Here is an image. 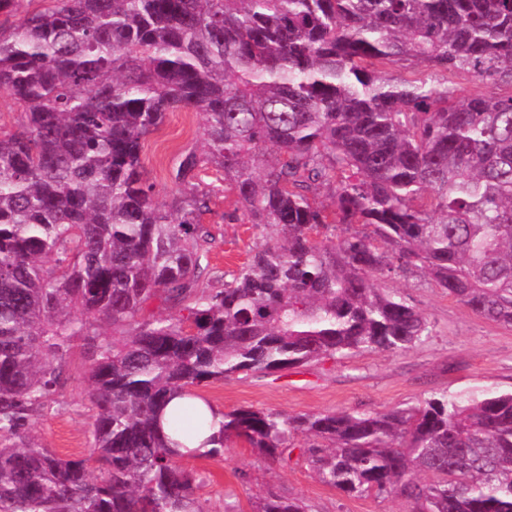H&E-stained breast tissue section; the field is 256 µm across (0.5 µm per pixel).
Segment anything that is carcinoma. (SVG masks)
I'll list each match as a JSON object with an SVG mask.
<instances>
[{"label": "carcinoma", "mask_w": 512, "mask_h": 512, "mask_svg": "<svg viewBox=\"0 0 512 512\" xmlns=\"http://www.w3.org/2000/svg\"><path fill=\"white\" fill-rule=\"evenodd\" d=\"M46 2L0 24V88L23 114L0 134V512H210L177 465L202 418L187 404L173 438L168 401L410 349L430 323L373 273L415 271L512 326V0ZM456 76L507 91L459 99ZM175 111L204 145L180 155L167 207L141 155ZM210 167L229 218L265 230L222 288L199 222ZM76 347L95 419L65 459L30 430ZM217 416L199 457L239 439L408 512H512V392ZM249 512L308 506L269 492Z\"/></svg>", "instance_id": "obj_1"}]
</instances>
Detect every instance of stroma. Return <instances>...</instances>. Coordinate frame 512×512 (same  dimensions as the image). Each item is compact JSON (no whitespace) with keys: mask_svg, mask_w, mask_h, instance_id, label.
<instances>
[{"mask_svg":"<svg viewBox=\"0 0 512 512\" xmlns=\"http://www.w3.org/2000/svg\"><path fill=\"white\" fill-rule=\"evenodd\" d=\"M202 124L192 112L168 113L150 135L142 155L144 168L159 192V202L172 197L170 173L180 153L201 146ZM201 189L213 190L208 211L200 221L212 231L210 252L213 287L247 259L259 229L226 220L235 203L224 190V174L209 170ZM381 287L404 295L428 318L431 333L415 347L399 353L360 352L263 377L233 376L199 387L216 408L276 409L290 414L341 409L383 411L416 403L431 395L457 396L482 391L512 390V327L484 320L418 275L381 277ZM85 361L80 350L66 359L70 376L60 392V411L38 417L31 435L41 447L64 457L85 455L90 446L94 412L84 394ZM181 466L201 472L198 491L210 512H231L249 499L273 490L302 499L311 512H406L402 498L348 496L321 483L302 462L271 466L240 442L230 443L223 459L184 458Z\"/></svg>","mask_w":512,"mask_h":512,"instance_id":"obj_1","label":"stroma"}]
</instances>
